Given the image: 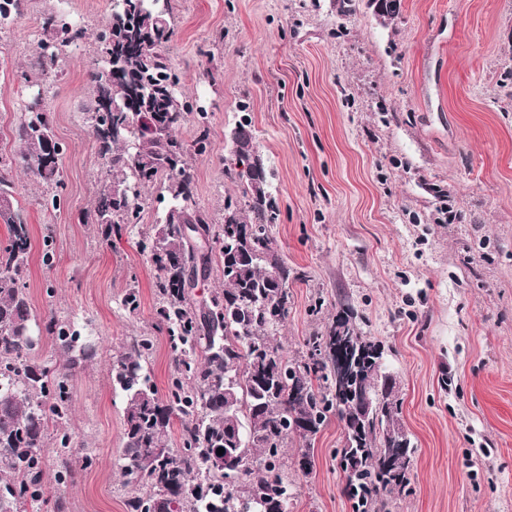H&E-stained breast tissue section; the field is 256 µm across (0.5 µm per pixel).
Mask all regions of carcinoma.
<instances>
[{"label":"carcinoma","instance_id":"cac0c4a2","mask_svg":"<svg viewBox=\"0 0 512 512\" xmlns=\"http://www.w3.org/2000/svg\"><path fill=\"white\" fill-rule=\"evenodd\" d=\"M168 0H112L109 20L97 38L87 112L96 152L106 169L94 201V227L108 240L141 221L139 199L158 187L159 200L196 216L211 238L197 252L180 225L161 222L140 236L137 247L156 269L159 330L174 353L166 392L159 394L144 362L149 337L133 340L110 363L112 388L125 397V468L149 491L130 497L127 512H290L293 499L283 448L297 436L309 440L331 418L342 424L340 450L345 492L353 512H378L383 493L409 492L416 447L400 412L385 404L364 415L355 393H382L388 374L382 345L364 335L343 308L326 331L307 340L304 359L288 358L275 341L288 317L290 282L302 273L288 266L273 246L271 227L279 208L269 192V171L257 150L252 120L244 115L231 130L227 173L242 199L224 200L242 240L224 237V222L197 206L191 159L210 150L208 112L187 109L181 77L166 47L175 36ZM21 0H0V21L19 16ZM85 37L65 16L48 18L30 67L50 79L61 69L62 48ZM196 137L180 155L173 146L188 117ZM15 161L61 199L60 144L42 92L16 128ZM0 221L8 240L0 253V512H39L45 503L47 430L58 425L55 477L74 480L71 435L64 423L72 412L69 372L85 366L94 345L71 321L48 316L38 322L26 292L30 227L14 207L12 186L0 179ZM216 268L223 288L212 293L210 310L196 307L181 286L187 264ZM47 337L63 363H36L29 354ZM181 425L180 447L168 446L173 419ZM247 448L253 469L233 481L211 463L214 449Z\"/></svg>","mask_w":512,"mask_h":512}]
</instances>
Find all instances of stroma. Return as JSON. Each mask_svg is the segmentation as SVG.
<instances>
[{
    "label": "stroma",
    "mask_w": 512,
    "mask_h": 512,
    "mask_svg": "<svg viewBox=\"0 0 512 512\" xmlns=\"http://www.w3.org/2000/svg\"><path fill=\"white\" fill-rule=\"evenodd\" d=\"M176 35L167 55L183 90L211 114V150L194 157V198L220 213L238 195L223 160L248 105L280 210L275 246L302 272L290 286L276 342L291 358L349 307L382 342L400 384L402 421L416 445L410 490L385 512H512V0H400L379 19L368 0H168ZM64 8L87 30L48 82L64 189L12 159L29 103L25 72L43 25ZM109 0H24L0 30V174L31 229V305L77 323L96 347L70 380L77 475L49 498L69 512H126L146 487L123 470L125 401L108 365L148 336L146 369L165 391L174 367L157 329L155 270L136 241L163 215L156 190L136 229L93 231L104 177L84 119L88 66ZM140 307L123 309L127 283ZM342 425L329 421L285 449L291 512H352L343 491ZM307 454V470L295 462Z\"/></svg>",
    "instance_id": "1"
}]
</instances>
